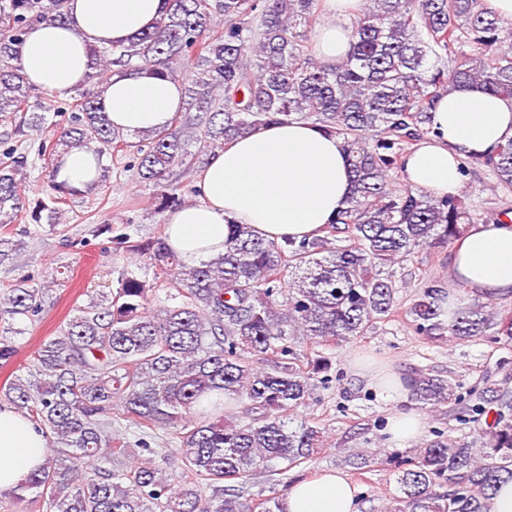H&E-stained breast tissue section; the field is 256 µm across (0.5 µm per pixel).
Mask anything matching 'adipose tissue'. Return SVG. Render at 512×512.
<instances>
[{
    "label": "adipose tissue",
    "instance_id": "ef3b65f1",
    "mask_svg": "<svg viewBox=\"0 0 512 512\" xmlns=\"http://www.w3.org/2000/svg\"><path fill=\"white\" fill-rule=\"evenodd\" d=\"M359 0H322L315 37L318 59L336 63L349 51L348 26ZM165 0H68L66 22L31 29L18 62L29 81L58 94L84 83L90 46L126 43L150 27ZM102 104L113 126L128 133L167 128L182 107L174 81L134 73L112 75ZM433 132L406 155L409 186L435 197L458 194L462 162L487 154L512 138V101L481 88L460 85L441 97L432 112ZM58 181L85 191L98 180L89 150H69ZM197 197L165 217L168 246L189 262L219 255L230 223L250 225L279 241L316 235L346 206L351 192L349 162L340 139L310 124L285 121L238 137L211 154L195 176ZM454 285L482 298L512 299V212L500 221L466 225L448 254ZM49 445L25 416L0 408V493L16 489L41 466ZM357 488L339 471L295 483L284 512H359Z\"/></svg>",
    "mask_w": 512,
    "mask_h": 512
}]
</instances>
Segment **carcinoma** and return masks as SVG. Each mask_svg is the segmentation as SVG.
I'll list each match as a JSON object with an SVG mask.
<instances>
[{
    "label": "carcinoma",
    "mask_w": 512,
    "mask_h": 512,
    "mask_svg": "<svg viewBox=\"0 0 512 512\" xmlns=\"http://www.w3.org/2000/svg\"><path fill=\"white\" fill-rule=\"evenodd\" d=\"M65 0H0V116L19 125L0 134V228L19 216L56 225L79 191L56 182L72 148L123 156L124 170L155 188L163 218L184 203L181 178L234 138L282 121L309 122L340 138L352 173L347 207L322 234L266 240L230 225L224 253L188 266L165 238L133 240L110 224L116 250L139 255L167 285L151 307L146 281L125 272L110 296L76 309L35 352L34 372L0 388V398L57 440L44 463L13 492L12 512L40 502L42 512H283L269 497L244 500L224 482L276 461L288 471L323 446L313 422L291 426L310 404L312 380L332 382V359L297 353L299 340L325 347L364 336L396 312L390 267L416 251L448 248L473 223L462 201L393 188L389 175L431 132V112L458 84L477 83L512 100V29L485 0H362L349 26L351 49L331 66L309 49L320 0H165L152 29L127 44L91 48L93 71L74 89L55 137L40 142L49 159L48 191L25 201L30 164L18 136L44 128L47 92L27 81L18 47L29 27L62 22ZM470 52H465L464 47ZM138 71L181 82L182 110L147 141L112 127L100 100L114 72ZM197 150L192 152L189 146ZM467 165L512 188V140ZM23 241L0 234V265ZM55 273L24 276L0 292V361L16 352L20 323L42 313ZM436 279L418 290L410 326L430 340L482 339L512 350V319L462 295L447 305ZM420 408L449 405L476 424L478 437L443 432L398 472L394 512H490L495 484L512 480V398L492 378L463 393L420 369L407 377ZM245 405L249 421L230 410ZM136 440L112 433V414ZM163 447L154 448L157 431ZM179 466L182 478L167 472Z\"/></svg>",
    "instance_id": "carcinoma-1"
}]
</instances>
